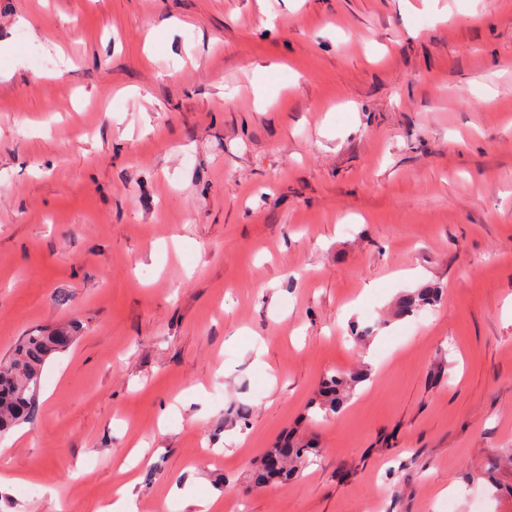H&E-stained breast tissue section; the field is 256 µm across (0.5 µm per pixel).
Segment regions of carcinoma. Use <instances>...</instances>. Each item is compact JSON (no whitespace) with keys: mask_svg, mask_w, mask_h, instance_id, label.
<instances>
[{"mask_svg":"<svg viewBox=\"0 0 512 512\" xmlns=\"http://www.w3.org/2000/svg\"><path fill=\"white\" fill-rule=\"evenodd\" d=\"M77 328L67 326L52 330H31L18 338L6 361L0 362V434L12 427L33 419L42 389L43 367L54 353L66 350L74 341ZM366 373L345 376L336 373L326 377L322 389L308 404V410L337 413L346 397V390L363 380ZM283 452L280 467L270 470L266 458H261L254 471L258 484L277 479L288 482L295 479L318 449L309 444L297 447L283 441L273 446Z\"/></svg>","mask_w":512,"mask_h":512,"instance_id":"carcinoma-1","label":"carcinoma"}]
</instances>
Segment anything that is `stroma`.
Returning a JSON list of instances; mask_svg holds the SVG:
<instances>
[{
	"instance_id": "1",
	"label": "stroma",
	"mask_w": 512,
	"mask_h": 512,
	"mask_svg": "<svg viewBox=\"0 0 512 512\" xmlns=\"http://www.w3.org/2000/svg\"><path fill=\"white\" fill-rule=\"evenodd\" d=\"M74 322L0 512H512V0H0V357ZM366 376L367 374L364 372L349 377L342 373L327 376L322 384V389L309 402L308 411L322 412L324 417L331 413H337L346 397L347 388L363 380ZM274 450H281L285 454L281 456L282 460L278 470H269L266 466V457ZM317 453L318 448H314L310 444H302L294 448L291 443H288V439L277 443L272 448H268L260 459L259 465L254 471L255 482L264 484L269 480L277 479L288 483V481L295 479L303 466L310 462L311 455L316 456Z\"/></svg>"
}]
</instances>
